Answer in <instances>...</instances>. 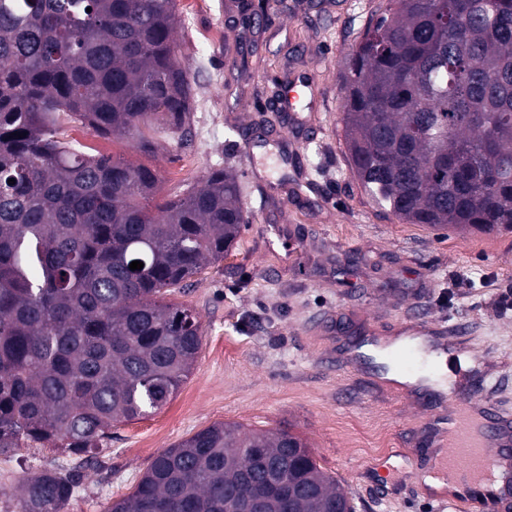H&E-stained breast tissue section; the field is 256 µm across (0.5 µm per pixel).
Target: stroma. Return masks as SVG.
I'll use <instances>...</instances> for the list:
<instances>
[{"label":"stroma","instance_id":"obj_1","mask_svg":"<svg viewBox=\"0 0 512 512\" xmlns=\"http://www.w3.org/2000/svg\"><path fill=\"white\" fill-rule=\"evenodd\" d=\"M177 0V59L192 87L189 144L155 134L149 150L65 122L60 139L159 171L162 196L210 169L233 167L249 224L223 262L169 295L200 315L199 359L157 413L117 424L109 450L82 464L64 512H102L127 495L153 457L215 422L284 428L355 500L356 512H450L425 498L419 476L447 441L444 410L415 389L387 397L350 347L387 342L419 318L472 356L485 393L512 407V234L444 235L375 207L354 179L343 139L339 66L380 0ZM311 88L294 111L257 133L288 81ZM253 136L250 155L239 146ZM411 464L383 466L388 449ZM56 448L0 457V512L23 478L67 464Z\"/></svg>","mask_w":512,"mask_h":512}]
</instances>
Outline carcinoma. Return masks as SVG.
<instances>
[{
    "label": "carcinoma",
    "mask_w": 512,
    "mask_h": 512,
    "mask_svg": "<svg viewBox=\"0 0 512 512\" xmlns=\"http://www.w3.org/2000/svg\"><path fill=\"white\" fill-rule=\"evenodd\" d=\"M176 23V0H0L1 457L38 444L94 459L198 360V313L165 297L240 238L237 176L212 169L154 206L157 171L59 138L62 113L143 150L147 129L184 133ZM341 90L351 172L377 206L512 233V0H382ZM78 483L75 468L44 469L16 512H62ZM260 490L262 512H355L301 437L231 422L158 453L104 512H245Z\"/></svg>",
    "instance_id": "carcinoma-1"
}]
</instances>
